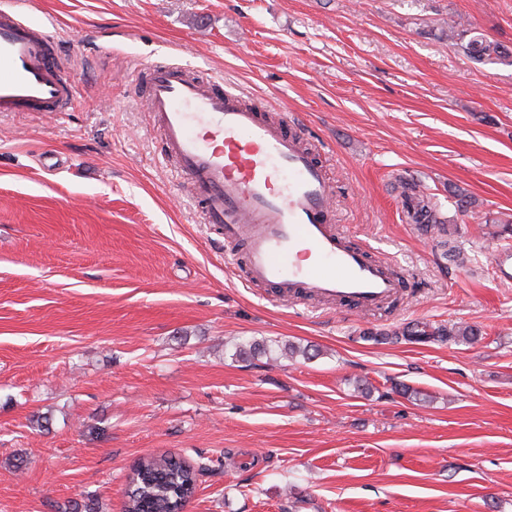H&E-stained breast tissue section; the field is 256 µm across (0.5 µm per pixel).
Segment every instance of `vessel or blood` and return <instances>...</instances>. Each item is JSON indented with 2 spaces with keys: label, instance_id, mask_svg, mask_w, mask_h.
I'll use <instances>...</instances> for the list:
<instances>
[{
  "label": "vessel or blood",
  "instance_id": "obj_1",
  "mask_svg": "<svg viewBox=\"0 0 512 512\" xmlns=\"http://www.w3.org/2000/svg\"><path fill=\"white\" fill-rule=\"evenodd\" d=\"M51 36L25 21L16 0L0 7V112H69L71 85L51 56ZM148 108L165 152L189 179L207 223L247 248L254 284L371 310L403 282L332 222L323 165L286 130L244 104L239 91L171 65L147 70Z\"/></svg>",
  "mask_w": 512,
  "mask_h": 512
}]
</instances>
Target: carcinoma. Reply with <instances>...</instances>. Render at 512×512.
Here are the masks:
<instances>
[{
    "mask_svg": "<svg viewBox=\"0 0 512 512\" xmlns=\"http://www.w3.org/2000/svg\"><path fill=\"white\" fill-rule=\"evenodd\" d=\"M466 49L471 59L478 63L504 57V51L499 45L477 38L471 39ZM401 336L419 342L436 340L473 343L479 339L481 331L473 325L464 323H415L400 331L381 334L384 340L389 337L397 339ZM269 350L271 344L267 341L251 340L237 345L235 356L246 360ZM212 468L213 461H206L202 457L194 464L172 454L143 458L128 476L124 512H181L185 503L194 497L199 477Z\"/></svg>",
    "mask_w": 512,
    "mask_h": 512,
    "instance_id": "cac0c4a2",
    "label": "carcinoma"
}]
</instances>
